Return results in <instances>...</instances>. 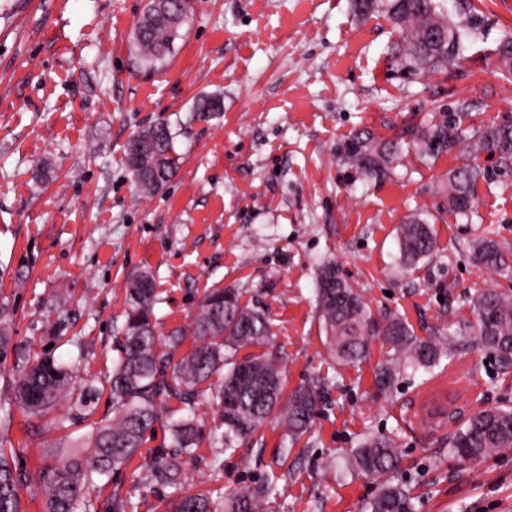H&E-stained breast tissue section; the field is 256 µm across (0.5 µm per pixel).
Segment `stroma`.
Wrapping results in <instances>:
<instances>
[{"mask_svg":"<svg viewBox=\"0 0 512 512\" xmlns=\"http://www.w3.org/2000/svg\"><path fill=\"white\" fill-rule=\"evenodd\" d=\"M479 34L454 78L402 75L388 55L396 34L380 15L353 16L350 0H195L184 42L160 72L140 69L129 37L145 0H0V298L14 301V340L25 355L71 364L97 390L95 418L111 416L107 379L118 353L128 276L153 271L162 330L190 326L206 294L235 289L271 320L270 352L287 388L316 382L311 429L290 442L267 421L211 475L201 443L184 488L219 490L277 478L264 512H361L376 478L343 473L368 435L394 439L398 481L415 512H512V448L476 461L448 453L460 420L512 407V361L476 347L470 303L512 280L478 266L472 240L491 234L512 252V186L481 182L470 218L449 213L442 181L461 154L404 153L384 179L339 159L356 130L422 122L460 102L481 121L512 113V83L494 50L512 34V0H471ZM202 94L221 112H193ZM162 120L176 131L179 169L139 194L125 147ZM433 228V254L409 270L398 228L410 214ZM28 262L17 284L10 273ZM335 263L372 317L400 316L420 339H449L432 370L407 372L390 394L376 375L393 356L372 340L367 357L329 354L317 314L320 267ZM185 413L169 399L140 455L120 477L139 512H156L143 467L171 444ZM71 402L17 412L6 434L20 448L26 512H42L36 485L46 449L88 433ZM289 456H282V449Z\"/></svg>","mask_w":512,"mask_h":512,"instance_id":"1","label":"stroma"}]
</instances>
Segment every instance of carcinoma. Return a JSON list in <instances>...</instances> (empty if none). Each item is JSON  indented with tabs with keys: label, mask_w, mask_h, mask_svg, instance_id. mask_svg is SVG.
Returning <instances> with one entry per match:
<instances>
[{
	"label": "carcinoma",
	"mask_w": 512,
	"mask_h": 512,
	"mask_svg": "<svg viewBox=\"0 0 512 512\" xmlns=\"http://www.w3.org/2000/svg\"><path fill=\"white\" fill-rule=\"evenodd\" d=\"M445 0H352L358 17L383 15L399 34L391 47V59L409 75L443 72L466 59L467 43L478 30L473 16L453 21ZM189 0H151L144 5L132 31L135 63L144 70H158L171 56L175 42L184 37L189 19ZM495 64L503 79L512 81V35L502 38L495 49ZM224 103L219 95L202 96L194 111L201 115L219 112ZM468 112L448 108L422 125H406L390 136L377 137L369 130L355 132L343 144L340 157L365 177L381 179L392 165L411 149L419 156L438 158L465 153L467 163L448 171L445 185L448 211L466 216L474 207L478 181L495 182L512 174V115L480 125H464ZM176 134L159 121L139 130L126 146V164L136 187L152 193L167 184L178 170L174 148ZM492 155L495 167L478 163L481 155ZM401 266L410 269L435 248L431 227L413 216L401 225L398 236ZM475 261L503 275H512V263L495 240L485 237L472 245ZM318 309L326 343L336 359L352 363L364 358L370 338L380 336L394 350L377 376L382 392L395 385L407 369L431 370L445 355L441 344L418 340L404 321L393 315L381 321L368 315L358 290L341 277L336 264H324L318 276ZM158 301L152 271L138 273L126 288L124 321L117 327L120 356L107 380L112 398V418L94 423L92 431L70 445L69 450L51 449L54 464L42 471L39 493L43 512H90L86 485L102 478L110 481L127 468L144 437L158 420L159 408L178 398L189 414L170 424L173 449L159 451L146 466V480L174 492L158 496L164 512H261L263 501L276 497L270 483L239 488L223 501L209 490H181L183 458L194 454L203 440L212 449L213 475H224L222 455H232L240 442L252 437L272 416H277L295 441L306 433L316 414L320 395L315 384H304L284 393L280 360L271 353L239 351L265 346L271 336L267 316L239 302L231 289L216 288L203 299L192 327H174L157 336L153 320ZM475 343L478 347L512 356V295L495 288L484 290L472 306ZM14 305L0 299V364L17 351L13 342ZM196 346L177 357L186 336ZM217 387L201 388L217 373ZM73 375L68 366L50 357H28L18 374L3 378L4 403L0 404V430L11 425V403L30 414L40 415L70 394ZM216 404L223 430L203 435L195 416L202 400ZM512 448V408L496 406L471 416L465 427L448 441V451L462 461H474ZM16 450L0 441V512H24L21 485L25 475L15 465ZM395 442L383 436L364 439L350 466L383 479L378 494L365 512H414L412 497L393 482L399 466ZM132 496L112 492L113 512H138Z\"/></svg>",
	"instance_id": "1"
}]
</instances>
